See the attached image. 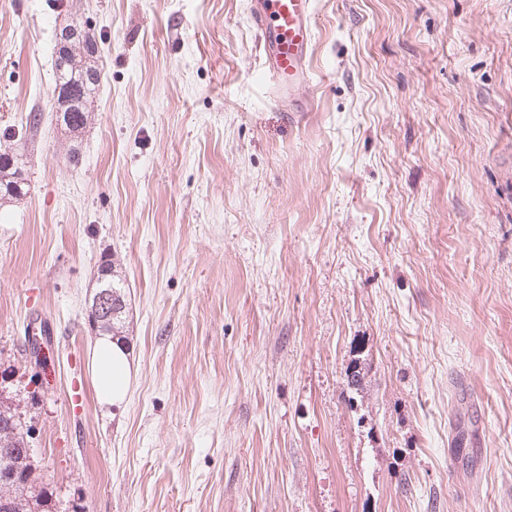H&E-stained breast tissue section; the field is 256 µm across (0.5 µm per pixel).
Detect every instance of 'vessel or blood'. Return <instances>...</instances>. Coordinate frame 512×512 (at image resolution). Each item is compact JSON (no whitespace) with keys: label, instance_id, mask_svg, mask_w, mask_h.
I'll return each mask as SVG.
<instances>
[{"label":"vessel or blood","instance_id":"1","mask_svg":"<svg viewBox=\"0 0 512 512\" xmlns=\"http://www.w3.org/2000/svg\"><path fill=\"white\" fill-rule=\"evenodd\" d=\"M265 53L264 75L279 99L288 103V118L302 119L311 103L299 99L297 86L308 79V50L313 39L312 0H258L251 15Z\"/></svg>","mask_w":512,"mask_h":512}]
</instances>
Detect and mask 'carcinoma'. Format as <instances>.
I'll list each match as a JSON object with an SVG mask.
<instances>
[{
	"mask_svg": "<svg viewBox=\"0 0 512 512\" xmlns=\"http://www.w3.org/2000/svg\"><path fill=\"white\" fill-rule=\"evenodd\" d=\"M98 59L97 40L88 34L82 44L56 57L54 88L68 92L69 110L64 125L71 132H78L87 124L86 100L99 85ZM23 167V154L11 150L0 152L1 200H19L27 195L29 184ZM105 287L112 288L115 307L112 317L100 325V330L111 335L118 332L125 294L124 284L112 277V265L107 261L97 273L96 291ZM41 483V474L33 463L29 430L22 425L16 409L0 400V508L7 507L5 512H54L52 498Z\"/></svg>",
	"mask_w": 512,
	"mask_h": 512,
	"instance_id": "carcinoma-1",
	"label": "carcinoma"
}]
</instances>
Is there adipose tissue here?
Masks as SVG:
<instances>
[{"label":"adipose tissue","mask_w":512,"mask_h":512,"mask_svg":"<svg viewBox=\"0 0 512 512\" xmlns=\"http://www.w3.org/2000/svg\"><path fill=\"white\" fill-rule=\"evenodd\" d=\"M89 370L96 396L107 407L121 404L132 382L126 349L111 336L98 337L89 351Z\"/></svg>","instance_id":"adipose-tissue-1"}]
</instances>
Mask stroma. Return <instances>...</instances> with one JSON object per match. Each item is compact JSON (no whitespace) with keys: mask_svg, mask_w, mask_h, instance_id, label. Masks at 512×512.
<instances>
[{"mask_svg":"<svg viewBox=\"0 0 512 512\" xmlns=\"http://www.w3.org/2000/svg\"><path fill=\"white\" fill-rule=\"evenodd\" d=\"M250 8L0 0V149L30 186L0 202V390L45 487L59 512H512V0H314L298 124ZM74 20L101 52L75 134ZM106 260L136 369L112 409ZM81 39L79 27L66 26L58 34L56 52L63 45L70 48L63 56H56V78L54 90L60 88L59 97L66 91L69 95L68 118L64 125L70 132H79L87 124L89 112L86 107L87 98L95 92L99 85L100 70L96 63L100 55L95 37L85 31L82 45L72 46ZM112 265L108 261H105L100 266V270L97 273V286H96V292L93 295V298H95L94 304L92 302L91 306L89 307L90 314H88V318L92 317L94 314H96V310L94 307L98 310L99 315H111L112 311V317L106 321H104L100 325V331L107 332L108 334L112 335L113 332L118 333V329H120L119 325L121 322V314L124 312L123 305H122V298L125 297L124 291L122 290L125 288L124 284L120 282V279H116V277L113 276L112 278ZM112 287L110 289H104L103 287ZM112 289V291H111ZM102 290V291H101ZM101 291V292H100ZM112 297H114V303L115 307L112 310ZM128 352L112 336L98 337L89 351V370L99 402L112 407L126 399L132 382Z\"/></svg>","mask_w":512,"mask_h":512,"instance_id":"1","label":"stroma"}]
</instances>
